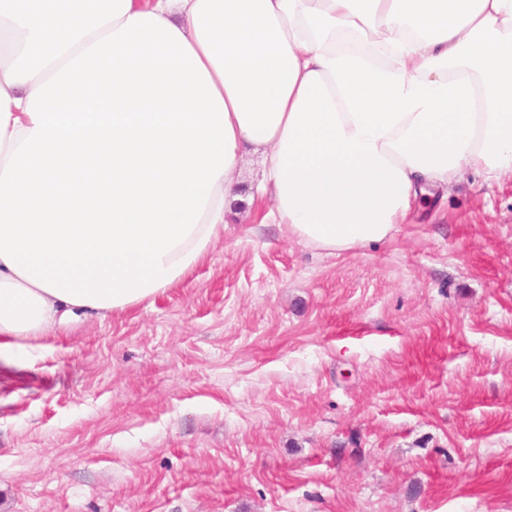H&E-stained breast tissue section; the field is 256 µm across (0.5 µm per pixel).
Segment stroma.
Returning <instances> with one entry per match:
<instances>
[{"label":"stroma","instance_id":"stroma-1","mask_svg":"<svg viewBox=\"0 0 512 512\" xmlns=\"http://www.w3.org/2000/svg\"><path fill=\"white\" fill-rule=\"evenodd\" d=\"M0 362V512H512V174L339 256L194 274Z\"/></svg>","mask_w":512,"mask_h":512}]
</instances>
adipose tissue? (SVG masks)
Listing matches in <instances>:
<instances>
[{"label":"adipose tissue","mask_w":512,"mask_h":512,"mask_svg":"<svg viewBox=\"0 0 512 512\" xmlns=\"http://www.w3.org/2000/svg\"><path fill=\"white\" fill-rule=\"evenodd\" d=\"M467 168L512 173V0H0V346L152 301L233 204L340 255Z\"/></svg>","instance_id":"adipose-tissue-1"}]
</instances>
